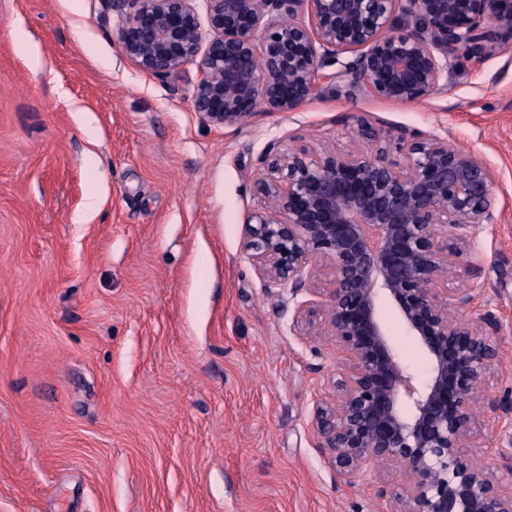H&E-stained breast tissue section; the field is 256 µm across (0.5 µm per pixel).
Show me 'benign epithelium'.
Instances as JSON below:
<instances>
[{
	"label": "benign epithelium",
	"mask_w": 512,
	"mask_h": 512,
	"mask_svg": "<svg viewBox=\"0 0 512 512\" xmlns=\"http://www.w3.org/2000/svg\"><path fill=\"white\" fill-rule=\"evenodd\" d=\"M128 58L156 76L192 63L196 112L222 127L259 112H297L321 78L354 95L406 104L442 94L448 69L492 57L512 36V0H110ZM311 24L295 21L302 10ZM208 40H203L202 25ZM326 66L335 71L320 75ZM346 144L270 147L255 181L266 206L243 225L267 288L288 291L289 332L316 318L346 354L333 393L316 404V447L346 485L372 461L413 475V507L388 512H512V440L492 468L464 454L472 403L498 364V317L456 311L484 295L468 229L492 224L485 165L438 135L396 133L356 118ZM327 270L329 287H306ZM467 275V285L439 284ZM390 301L428 359L420 376L394 349L380 316Z\"/></svg>",
	"instance_id": "1"
}]
</instances>
